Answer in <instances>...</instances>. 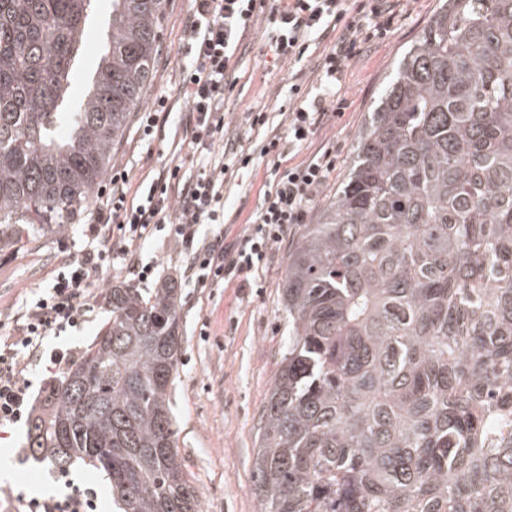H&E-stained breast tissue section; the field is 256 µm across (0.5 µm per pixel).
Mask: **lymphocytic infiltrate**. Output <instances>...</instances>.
Here are the masks:
<instances>
[{
  "mask_svg": "<svg viewBox=\"0 0 512 512\" xmlns=\"http://www.w3.org/2000/svg\"><path fill=\"white\" fill-rule=\"evenodd\" d=\"M396 13L390 0H191L183 21L190 61L180 68L185 98L183 132L192 151L195 174L174 166L160 170L139 202L127 198L130 173L113 165L96 191L94 206L82 222L85 242L63 269L36 293L22 324L0 341V428L17 423L30 403L29 364L62 373L75 353L57 348L44 352L50 332L81 326L96 301L94 276L109 265L112 238L125 249H137L158 228L178 247L188 278L198 286L237 281L239 287L261 285L259 271L295 226L307 223L311 203L336 169L330 152L289 165L285 159L301 150L329 116L339 115L344 101L336 94L350 61L367 44L385 38ZM264 20L266 45L273 65L299 64L311 41L330 40L317 59L323 92L309 96L292 85L288 133L267 138L260 155L272 158L268 186L234 241L224 235V179L249 167L255 155L224 142V97L237 84L236 67L243 43L256 20ZM25 512H98L94 490L62 497L19 499Z\"/></svg>",
  "mask_w": 512,
  "mask_h": 512,
  "instance_id": "1",
  "label": "lymphocytic infiltrate"
}]
</instances>
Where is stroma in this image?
<instances>
[{
  "instance_id": "obj_1",
  "label": "stroma",
  "mask_w": 512,
  "mask_h": 512,
  "mask_svg": "<svg viewBox=\"0 0 512 512\" xmlns=\"http://www.w3.org/2000/svg\"><path fill=\"white\" fill-rule=\"evenodd\" d=\"M190 0H165L159 38L152 65L150 86H163L174 102H182L177 68L188 59L181 19ZM441 0H399L398 21L393 31L352 60L338 87L348 106L342 116L329 118L311 144L296 153L303 161L324 149L333 150L336 170L327 187L312 203L319 215L332 201L352 162L353 148L365 120L390 80L403 53L421 34ZM112 16V0H97L88 18L93 35L84 41L75 70V83H82L100 54L97 32L105 31ZM265 27L255 22L247 48L239 60V81L224 97V136L236 145L256 146L261 135H286L288 87L303 82L312 92L322 90L316 69L321 45L310 46L294 68L272 66L265 54ZM267 112L263 133L249 132V110ZM112 161L131 168L130 196L140 197L151 178L167 165L190 167L177 114L158 124L154 139L141 140L136 122H129L123 138L112 150ZM268 159H257L253 169L226 177L224 181V231L227 239L242 233L255 210L267 176ZM81 247V227L68 224L59 232L36 242L0 250V326L12 329L26 299L47 286L62 267L63 258ZM291 243L282 244L261 273L264 288L259 294L239 291L235 285L196 288L183 280L178 250L166 241L149 243L144 259L158 263L159 278L178 280L181 289L180 317L183 349L171 387L175 421V445L196 489L202 512H259L252 494V470L257 447L259 418L270 385L288 343V323L282 311L281 288ZM99 300L89 322L56 336L46 337L45 348L57 346L83 351L110 317L104 296L115 284L141 291L130 261L115 258L95 276ZM27 424L19 422L0 435V512H15L21 494H52L93 489L101 512H120L112 499L110 483L93 468L77 462L60 471L28 458L25 449Z\"/></svg>"
}]
</instances>
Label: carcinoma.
Listing matches in <instances>:
<instances>
[{"label":"carcinoma","mask_w":512,"mask_h":512,"mask_svg":"<svg viewBox=\"0 0 512 512\" xmlns=\"http://www.w3.org/2000/svg\"><path fill=\"white\" fill-rule=\"evenodd\" d=\"M95 2L0 0V246L88 201L142 101L164 0H112L75 99ZM281 298L260 512H512V0H444L303 225ZM105 301L26 447L105 473L123 512H201L170 402L179 288L114 285ZM101 41L95 35H88L84 41L82 58L75 68L74 85L78 86L85 79L89 69L94 67L101 54Z\"/></svg>","instance_id":"cac0c4a2"}]
</instances>
